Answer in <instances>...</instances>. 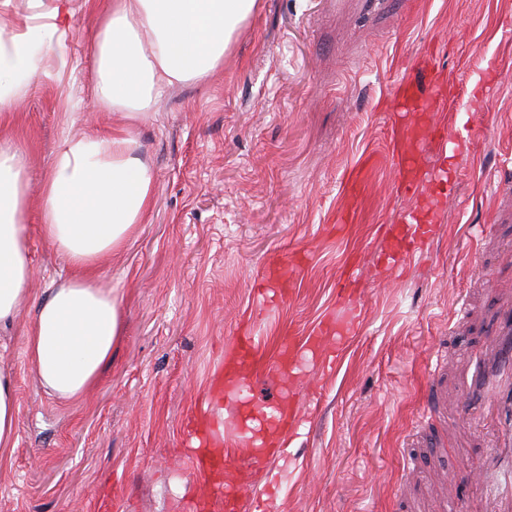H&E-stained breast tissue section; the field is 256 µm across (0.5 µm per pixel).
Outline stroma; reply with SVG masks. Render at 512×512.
Listing matches in <instances>:
<instances>
[{
	"label": "stroma",
	"mask_w": 512,
	"mask_h": 512,
	"mask_svg": "<svg viewBox=\"0 0 512 512\" xmlns=\"http://www.w3.org/2000/svg\"><path fill=\"white\" fill-rule=\"evenodd\" d=\"M102 10L78 9L62 80L43 79L14 135L32 186L62 134L108 130L120 113L92 100L93 36ZM512 0H261L248 37L214 74L164 88L139 124L155 175L153 207L134 244L101 268L122 298L125 332L86 398L63 402L38 384L22 336L0 349L15 382L17 442L0 462V512H187L205 483L177 463L188 416L252 322L258 282L301 257L261 324L276 350L329 320L357 340L334 370L298 364L288 382L262 375L255 409L279 400L307 413L283 434L288 454L255 475L270 512H494L468 467L497 444L457 409L471 356L485 353L512 307ZM465 83L470 140L430 152L459 203L428 210L432 230L407 266L380 260L379 227L397 220L386 115L399 77L423 59ZM499 92L485 99L489 84ZM366 185L356 222L345 183ZM32 196L34 286L64 261L40 230ZM357 261L356 282L337 280ZM494 283H486L485 273ZM448 411L422 419L427 383Z\"/></svg>",
	"instance_id": "35a3bbf8"
}]
</instances>
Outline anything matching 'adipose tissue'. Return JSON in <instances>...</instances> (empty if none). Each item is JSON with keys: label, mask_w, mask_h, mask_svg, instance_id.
Instances as JSON below:
<instances>
[{"label": "adipose tissue", "mask_w": 512, "mask_h": 512, "mask_svg": "<svg viewBox=\"0 0 512 512\" xmlns=\"http://www.w3.org/2000/svg\"><path fill=\"white\" fill-rule=\"evenodd\" d=\"M75 0H29L18 14L0 0V127L10 126L30 91L52 74L72 37ZM258 0H112L95 45L93 96L123 112L124 127L61 138L42 185L46 240L70 267L51 279L23 331L43 389L61 401L86 396L124 334L121 300L100 274L126 249L152 205L154 173L134 132L163 88L202 80L247 33ZM25 151L0 144V333L15 328L31 296ZM19 405L0 369V459L16 443Z\"/></svg>", "instance_id": "1"}]
</instances>
